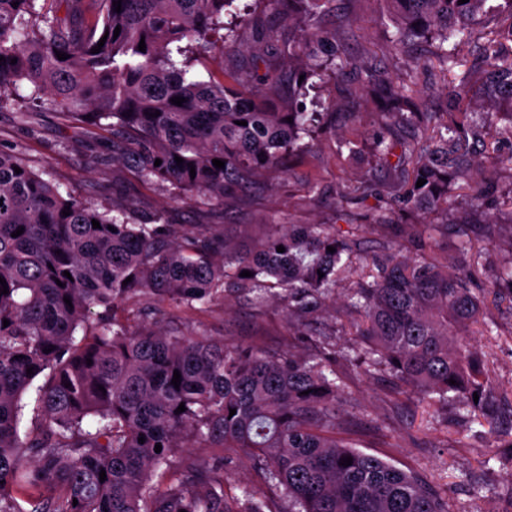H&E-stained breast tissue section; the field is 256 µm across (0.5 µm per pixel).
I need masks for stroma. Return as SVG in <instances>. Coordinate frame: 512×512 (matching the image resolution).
Segmentation results:
<instances>
[{"label": "stroma", "instance_id": "stroma-1", "mask_svg": "<svg viewBox=\"0 0 512 512\" xmlns=\"http://www.w3.org/2000/svg\"><path fill=\"white\" fill-rule=\"evenodd\" d=\"M325 24L335 29L347 57L412 88L425 111H438L445 81H457L463 73L456 66L447 79L431 76L417 67L414 52L395 50L389 39L394 27L384 0H338ZM310 96L324 103L343 99L344 114L337 117L335 131L321 136L311 152L284 159L279 168L220 204L204 198L186 203L171 187L144 182L132 168L112 162L111 139L87 147L49 109L24 118L12 110L0 111V146L21 151L31 167L62 191L94 202L110 200L135 223L160 211L166 223L208 224L241 245L281 224H333L353 232L365 253L386 242L403 255L420 257L418 235L424 230L420 215L406 208L396 212L392 223L378 221L402 193L407 175L376 163L371 155L348 153L342 146L350 135L345 113H365L359 132L364 144H372L380 132L370 117L378 104L362 91L356 71L347 68L329 77ZM366 171L372 181L362 199H343L344 187ZM472 285L485 289L487 301L471 340L485 356L491 392L501 400V417L507 421L512 419V408L503 402L512 395V295L490 289L481 274ZM171 317L183 332L221 336L243 345L258 339L271 352L280 349L288 334V318L279 301L256 310L217 300L204 313L176 310ZM341 386L346 402L340 429L359 437L362 451L419 472L445 488L448 512H512V459L502 456L499 439L459 418L455 409L436 408L416 398L401 402L381 371L345 365Z\"/></svg>", "mask_w": 512, "mask_h": 512}]
</instances>
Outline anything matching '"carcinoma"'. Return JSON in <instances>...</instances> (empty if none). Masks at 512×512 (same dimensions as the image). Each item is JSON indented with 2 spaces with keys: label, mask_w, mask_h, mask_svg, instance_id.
Instances as JSON below:
<instances>
[{
  "label": "carcinoma",
  "mask_w": 512,
  "mask_h": 512,
  "mask_svg": "<svg viewBox=\"0 0 512 512\" xmlns=\"http://www.w3.org/2000/svg\"><path fill=\"white\" fill-rule=\"evenodd\" d=\"M235 2L121 0L118 13L113 0H0V109L15 105L23 84L32 102L59 112L87 139L112 134V159L132 162L145 181L222 203L285 155L309 149L303 139L313 128L336 126V103L320 114L306 111L304 98L328 77L323 50L336 56V33L324 19L337 0H268L271 12L254 25L271 40L277 20L293 23L295 39L281 49L285 67H267L250 81L232 73L199 80L195 47L240 50L234 28L224 27V16H240L230 12ZM387 2L396 48L424 41L422 66L446 76L448 63H465L448 54V43L458 48L480 35V67L490 76L474 90L467 69L454 89L456 112H407L405 87L355 65L363 90L382 103L380 126L426 133L421 144L379 139L375 157L388 165L394 157L412 166L413 181L426 180L411 193L428 216H448L452 182L467 181L468 223L491 241L500 224L490 207L506 204L512 236V197H503L496 179L512 154L476 153L466 144L479 111L483 139L497 138L500 119L512 132V0ZM58 51L69 58L58 59ZM285 81L288 104H272ZM174 97L186 102L174 105ZM345 119V145L355 153L364 117L347 112ZM463 228L430 225L461 240L451 255L419 260L386 249L363 256L354 235L328 224L282 225L243 254L203 225L165 224L160 214L151 224H130L111 208L63 194L0 147V278L9 290L0 295V512H448L446 494L426 478L336 437L341 361L317 317L336 298L341 274L361 262L366 272L343 292L367 366L386 370L397 394L474 411L482 427L499 433L498 406L486 399L490 379L468 340L485 301L471 288L473 246ZM489 269L492 284L512 287V250ZM245 270L251 276H241ZM135 293L152 299V318L124 323L115 307ZM230 295L257 307L283 300L288 346L270 353L159 326L172 309L202 312ZM79 327L86 333L77 342ZM26 398L35 420L23 434ZM182 404L185 411L175 413ZM199 445L217 454L208 461L181 454ZM232 452L246 458L256 481L230 498L224 481ZM346 457L352 464L344 467Z\"/></svg>",
  "instance_id": "cac0c4a2"
}]
</instances>
